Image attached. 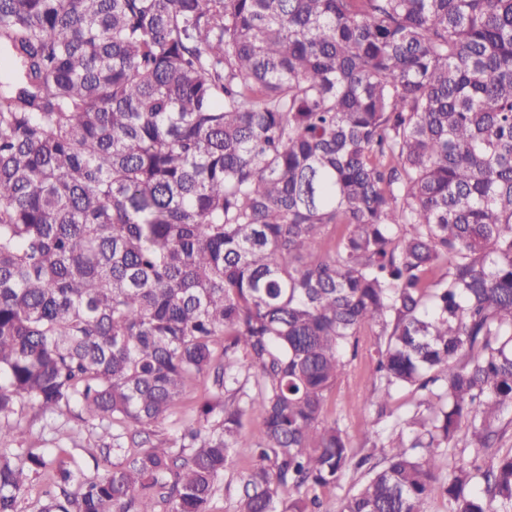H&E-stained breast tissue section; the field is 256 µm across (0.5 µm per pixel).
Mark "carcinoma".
Returning a JSON list of instances; mask_svg holds the SVG:
<instances>
[{"label": "carcinoma", "mask_w": 512, "mask_h": 512, "mask_svg": "<svg viewBox=\"0 0 512 512\" xmlns=\"http://www.w3.org/2000/svg\"><path fill=\"white\" fill-rule=\"evenodd\" d=\"M0 441L78 408L121 461L59 469L37 512H512V0H0ZM342 227L336 239L329 229ZM379 328L398 419L355 458L325 416ZM203 427L127 448L189 384ZM259 419L245 431L247 418ZM52 451L0 448V512ZM512 411L509 409L503 415V430L504 433L502 437L496 442L493 448H490L481 453L480 458L478 459V464H480L483 469L488 468L496 456L502 453H506L512 448ZM459 444L456 448L443 451L440 457V467L443 476L448 475V463L450 466H459L472 460L474 457L473 448H464L467 439L469 438V431L467 427L463 426L458 433ZM252 463L251 451L249 448H235L231 468L224 473L214 494L211 510L212 512H234L240 489L241 474ZM358 478L359 474L350 472L335 489L318 490L324 512H339L341 500L354 490Z\"/></svg>", "instance_id": "cac0c4a2"}]
</instances>
